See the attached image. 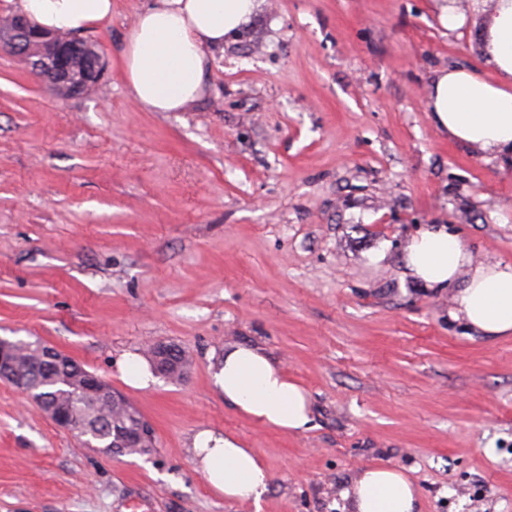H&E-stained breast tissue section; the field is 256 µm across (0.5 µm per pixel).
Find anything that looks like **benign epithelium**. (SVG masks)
<instances>
[{
	"label": "benign epithelium",
	"mask_w": 512,
	"mask_h": 512,
	"mask_svg": "<svg viewBox=\"0 0 512 512\" xmlns=\"http://www.w3.org/2000/svg\"><path fill=\"white\" fill-rule=\"evenodd\" d=\"M81 45L82 39L76 36L63 38L47 31L37 33L35 24L22 15H13L0 23V48L11 53L51 87L54 88L62 82L69 83L71 93L75 96L84 94L87 85L72 78L67 60L81 48ZM16 352L17 349L13 346L0 343V378L11 383L15 381L11 370ZM37 354L40 360L51 365L70 360V356L48 344L37 345ZM75 388L108 406L125 403V398L121 394L113 391L101 377L89 371L78 372ZM20 389L33 397V402L57 427L71 433L80 428V422L67 401L58 399L48 403L41 397L33 396L32 389L28 387L22 385ZM115 432L116 444L121 448L145 447L151 443L153 437L152 427L141 418L130 427L123 425L116 428Z\"/></svg>",
	"instance_id": "obj_1"
}]
</instances>
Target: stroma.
Instances as JSON below:
<instances>
[{"label":"stroma","instance_id":"1","mask_svg":"<svg viewBox=\"0 0 512 512\" xmlns=\"http://www.w3.org/2000/svg\"><path fill=\"white\" fill-rule=\"evenodd\" d=\"M152 3L85 32L105 75L77 98L0 49V338L63 351L155 438L103 455L0 380V512H350L369 466L402 469L422 512H512V335L451 320L452 289L403 261L442 226L512 263V157L452 141L428 106L435 69L490 75L475 17L446 35L434 0H261L201 100L147 112L118 62ZM154 344L189 356L186 380L127 385L119 361ZM233 344L301 383L309 430L225 405L211 367ZM203 429L265 460L261 510L211 491Z\"/></svg>","mask_w":512,"mask_h":512}]
</instances>
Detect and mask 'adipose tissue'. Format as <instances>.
Here are the masks:
<instances>
[{
    "label": "adipose tissue",
    "mask_w": 512,
    "mask_h": 512,
    "mask_svg": "<svg viewBox=\"0 0 512 512\" xmlns=\"http://www.w3.org/2000/svg\"><path fill=\"white\" fill-rule=\"evenodd\" d=\"M473 0L482 16L481 49L493 69L435 71L429 111L436 126L483 154H512V0ZM115 0H16L15 8L49 31L84 33L111 19ZM258 0H157L136 15L120 68L133 101L149 112H179L206 92L207 48L247 24ZM408 273L429 288L452 289L451 318L481 335H512V264L473 263L460 239L443 229L414 236L405 250ZM212 385L254 424L299 433L310 429L309 393L267 353L230 345L219 355ZM192 453L211 490L228 501L261 506L268 468L237 437L211 429L193 438ZM352 512H419L414 484L399 469L363 470L344 492Z\"/></svg>",
    "instance_id": "1"
}]
</instances>
